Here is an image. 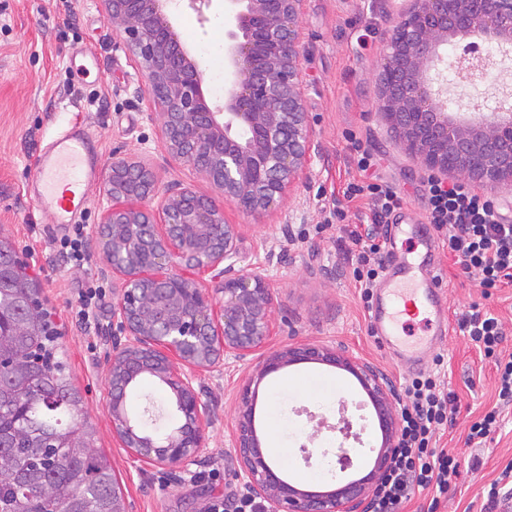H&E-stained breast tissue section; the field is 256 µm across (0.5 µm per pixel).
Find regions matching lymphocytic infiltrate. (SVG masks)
Listing matches in <instances>:
<instances>
[{
    "label": "lymphocytic infiltrate",
    "instance_id": "lymphocytic-infiltrate-1",
    "mask_svg": "<svg viewBox=\"0 0 512 512\" xmlns=\"http://www.w3.org/2000/svg\"><path fill=\"white\" fill-rule=\"evenodd\" d=\"M351 144V161L360 174L347 183L343 195L350 202H364L369 223L364 230L345 235L355 246L352 275L364 290L380 281L387 245V226L406 199L390 181L376 175V155L360 139ZM425 223L442 237V245L463 273L477 275L484 289L512 283V220L496 202L464 181L446 182L427 177L418 189ZM460 332L494 361L499 404L472 421L469 443L481 444L500 425L499 409L512 405V357H502L500 319L489 309L474 305L457 320ZM460 408L459 398L446 389L438 374H418L404 384L400 408L399 444L392 462L375 485L367 512H401L415 492L435 495L427 512H436L438 497L459 474L460 462L448 450L436 448L439 430L452 423Z\"/></svg>",
    "mask_w": 512,
    "mask_h": 512
}]
</instances>
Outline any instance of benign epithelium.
<instances>
[{"instance_id": "1", "label": "benign epithelium", "mask_w": 512, "mask_h": 512, "mask_svg": "<svg viewBox=\"0 0 512 512\" xmlns=\"http://www.w3.org/2000/svg\"><path fill=\"white\" fill-rule=\"evenodd\" d=\"M386 47L377 96L395 140L424 170L492 193L512 191L511 112L468 120L448 108V46L480 33L512 46V0H405ZM158 108L170 157L190 167L246 215L276 208L294 190L313 153L303 92L298 29L303 0H224V106L207 102L202 76L165 13L168 0H101ZM98 235L112 276L122 281L112 319V434L129 458L172 472L197 462L210 408L199 373L224 358L243 360L276 335L274 295L265 275L239 266V225L216 200L180 180L160 182L153 167L113 156ZM208 275L216 299L201 289ZM319 361L351 374L367 392L381 443L368 473L326 492L302 489L270 467L244 392L232 447L266 512H365L398 439V393L379 369L340 346L307 343L271 351L255 378ZM138 376L173 394L182 423L163 438L144 433L126 411ZM113 512H128L126 487L112 475Z\"/></svg>"}]
</instances>
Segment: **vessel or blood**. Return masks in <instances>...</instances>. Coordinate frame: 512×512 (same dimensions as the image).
I'll return each mask as SVG.
<instances>
[{
    "instance_id": "vessel-or-blood-1",
    "label": "vessel or blood",
    "mask_w": 512,
    "mask_h": 512,
    "mask_svg": "<svg viewBox=\"0 0 512 512\" xmlns=\"http://www.w3.org/2000/svg\"><path fill=\"white\" fill-rule=\"evenodd\" d=\"M102 176L98 148L87 133L85 121L75 118L54 133L37 154L28 189L37 204L52 215L54 223L64 225L89 208L90 191ZM425 248L427 256L419 261L389 248L384 275L367 310L375 342L409 366L423 362L449 334L446 280L433 258V240H426ZM421 314L434 320L430 335L421 341L402 342L400 326Z\"/></svg>"
}]
</instances>
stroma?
<instances>
[{"mask_svg": "<svg viewBox=\"0 0 512 512\" xmlns=\"http://www.w3.org/2000/svg\"><path fill=\"white\" fill-rule=\"evenodd\" d=\"M393 0H304L298 26L302 40L304 99L315 152L300 178L294 196L280 208L253 219L225 202L226 218L241 227L240 250L245 268L263 266L277 304L273 320L277 334L272 348L291 343L344 346L352 356L377 367L394 386H402L410 373L393 354L382 351L368 331L361 290L352 277L347 249L338 242L328 220L355 174L349 163L348 134H355L381 160L380 173L406 195L408 220L421 219L416 190L425 173L403 153L390 136L373 105L380 83L386 40L397 21ZM175 32L203 74V89L210 105L224 103L215 80L224 74L222 57L209 54L208 39H224L217 16L201 19L186 0L165 9ZM376 34L367 49L356 38L365 26ZM116 31L108 25L99 0H0V235L12 243L16 255L43 285V295L63 332L62 349L76 385L84 398L87 421L98 444L126 485L129 512H206L217 497H225L226 512H233V497L243 494L237 477L231 438L242 396L254 401L258 436L279 430L287 446L285 471L304 476V489L326 490L313 479L314 464L305 462L302 447L325 448L334 438V425L350 419L361 422L352 404L365 400L357 380L344 371L336 394L343 411L329 415L318 429L317 402L285 390L272 402V377L251 382L250 361L225 360L198 378L204 400L212 406L199 462L182 476L161 468L140 469L112 434L108 377L112 365V307L120 296V283L105 275L106 256L97 242L98 221L104 203L102 187H95L92 203L77 223L87 233L89 267L66 261L60 241L71 227L60 228L25 192L32 175V160L72 113L88 118L91 134L99 141L103 163L122 152L151 164L162 181L178 179L197 191L214 195L203 177L175 162L161 136L155 106L147 95L137 94V68L128 51L121 49ZM92 49L97 68L78 72L80 49ZM505 69H493L480 81L461 80L455 69L446 73L448 94L459 104L479 101L482 112L498 108L502 85L512 86V55ZM283 255L280 264H266L267 252ZM438 263L448 288L451 319H458L472 304L485 306L504 324V354H512V284L493 289L484 297L477 281L467 277L438 250ZM94 282L106 293L95 328L77 324L69 304L79 288ZM438 354L444 357L443 380L460 401L452 426L437 438L438 447L457 455L460 475L437 512H480L487 491L512 462V406L504 408L500 428L483 443V464L470 469L472 453L466 442L469 420L495 407V367L459 329H452ZM171 394L152 379L141 382L129 396L126 408L139 417L144 411L162 413L165 428L177 426L170 413Z\"/></svg>", "mask_w": 512, "mask_h": 512, "instance_id": "1", "label": "stroma"}]
</instances>
